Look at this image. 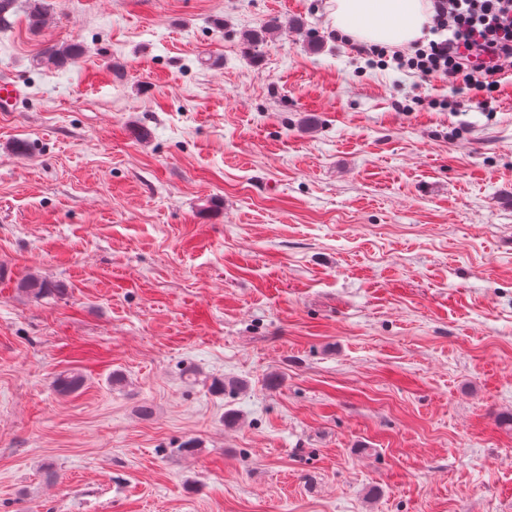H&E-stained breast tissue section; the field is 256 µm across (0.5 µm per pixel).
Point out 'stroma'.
<instances>
[{
  "mask_svg": "<svg viewBox=\"0 0 512 512\" xmlns=\"http://www.w3.org/2000/svg\"><path fill=\"white\" fill-rule=\"evenodd\" d=\"M47 4L0 28V512H512V70L369 66L332 0ZM279 26V22L274 18L258 29L244 31L242 36L244 51L253 58H257L258 48L265 41L266 35L269 34V31L279 28ZM82 55V46L77 42L54 46L47 51V58L58 65L73 64ZM26 100L25 93L16 81H0V112H17ZM20 288L35 298L60 296L64 293V288H60L59 285L48 284L34 275L23 278L20 282Z\"/></svg>",
  "mask_w": 512,
  "mask_h": 512,
  "instance_id": "35a3bbf8",
  "label": "stroma"
}]
</instances>
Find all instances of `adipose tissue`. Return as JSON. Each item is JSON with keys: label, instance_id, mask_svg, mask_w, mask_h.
<instances>
[{"label": "adipose tissue", "instance_id": "ef3b65f1", "mask_svg": "<svg viewBox=\"0 0 512 512\" xmlns=\"http://www.w3.org/2000/svg\"><path fill=\"white\" fill-rule=\"evenodd\" d=\"M339 33L365 45L409 47L421 40L432 14L430 0H332Z\"/></svg>", "mask_w": 512, "mask_h": 512}]
</instances>
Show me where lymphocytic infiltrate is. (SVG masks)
<instances>
[{"label":"lymphocytic infiltrate","instance_id":"1","mask_svg":"<svg viewBox=\"0 0 512 512\" xmlns=\"http://www.w3.org/2000/svg\"><path fill=\"white\" fill-rule=\"evenodd\" d=\"M433 11L436 40L410 57L394 52L393 60L425 79L462 82L490 105L512 65V0H433Z\"/></svg>","mask_w":512,"mask_h":512}]
</instances>
